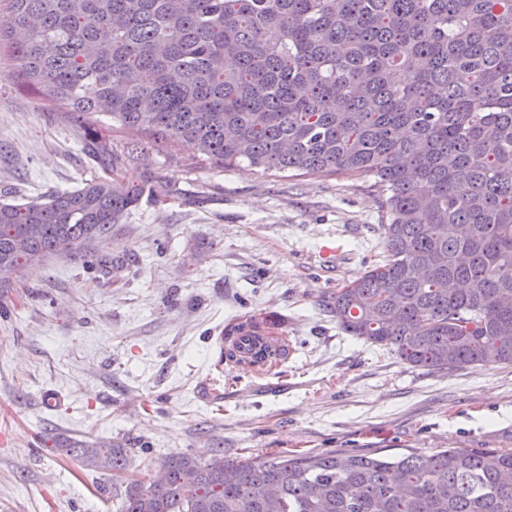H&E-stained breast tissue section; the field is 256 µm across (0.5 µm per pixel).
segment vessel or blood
<instances>
[{
    "label": "vessel or blood",
    "mask_w": 512,
    "mask_h": 512,
    "mask_svg": "<svg viewBox=\"0 0 512 512\" xmlns=\"http://www.w3.org/2000/svg\"><path fill=\"white\" fill-rule=\"evenodd\" d=\"M225 348L235 350L236 364L246 371H258L279 363L294 353L292 344L273 337L254 321H245L243 327L223 340Z\"/></svg>",
    "instance_id": "1"
}]
</instances>
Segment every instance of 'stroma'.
Segmentation results:
<instances>
[{"mask_svg":"<svg viewBox=\"0 0 512 512\" xmlns=\"http://www.w3.org/2000/svg\"><path fill=\"white\" fill-rule=\"evenodd\" d=\"M21 65L0 50V195L98 174L83 136L135 143L119 177L154 175L161 194L97 246L124 260L117 277L53 257L0 295V512H116L111 476L54 454L56 437L133 449L144 481L175 453L512 451V366L414 367L331 315L336 290L385 256L370 178L223 168L103 114L79 129L19 82ZM253 314L295 348L264 374L217 338Z\"/></svg>","mask_w":512,"mask_h":512,"instance_id":"35a3bbf8","label":"stroma"}]
</instances>
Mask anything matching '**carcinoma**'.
I'll list each match as a JSON object with an SVG mask.
<instances>
[{
	"label": "carcinoma",
	"mask_w": 512,
	"mask_h": 512,
	"mask_svg": "<svg viewBox=\"0 0 512 512\" xmlns=\"http://www.w3.org/2000/svg\"><path fill=\"white\" fill-rule=\"evenodd\" d=\"M0 1V46L63 117L110 115L224 168L373 177L386 255L331 297L336 323L416 367L512 366V0ZM83 150L107 174L0 203L1 268L93 258L160 194L110 176L111 141ZM54 452L123 479L117 512H512V451L180 453L147 483L124 478L127 448Z\"/></svg>",
	"instance_id": "cac0c4a2"
}]
</instances>
